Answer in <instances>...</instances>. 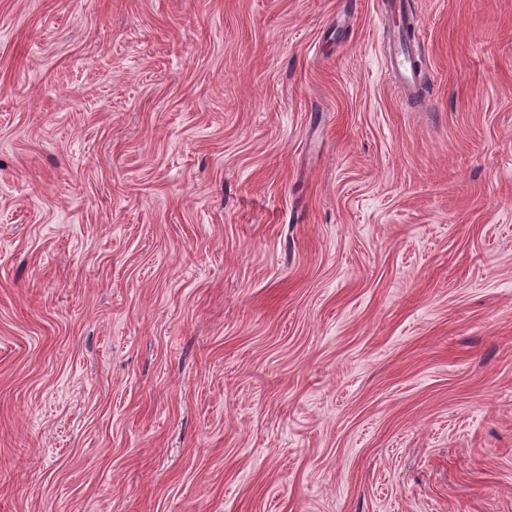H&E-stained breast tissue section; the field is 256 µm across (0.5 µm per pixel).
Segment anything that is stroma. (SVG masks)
<instances>
[{"label":"stroma","instance_id":"stroma-1","mask_svg":"<svg viewBox=\"0 0 512 512\" xmlns=\"http://www.w3.org/2000/svg\"><path fill=\"white\" fill-rule=\"evenodd\" d=\"M0 0V512H512V0ZM389 37L390 53L386 59V70L392 74L398 82L401 93H413L419 85L421 70L416 68L414 54L407 48L399 28L392 30Z\"/></svg>","mask_w":512,"mask_h":512}]
</instances>
